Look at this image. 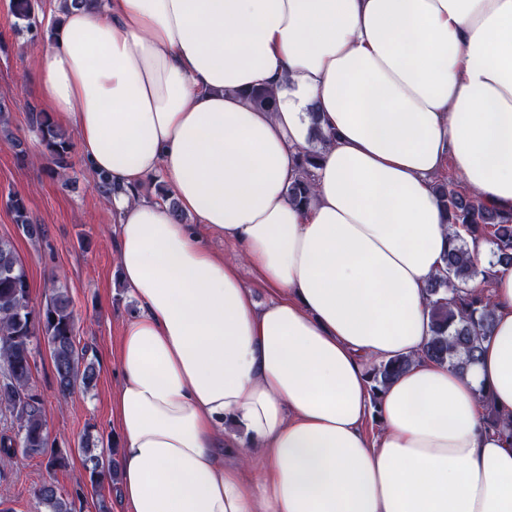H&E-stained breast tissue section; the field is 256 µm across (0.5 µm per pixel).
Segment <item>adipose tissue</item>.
I'll list each match as a JSON object with an SVG mask.
<instances>
[{"label":"adipose tissue","mask_w":512,"mask_h":512,"mask_svg":"<svg viewBox=\"0 0 512 512\" xmlns=\"http://www.w3.org/2000/svg\"><path fill=\"white\" fill-rule=\"evenodd\" d=\"M59 18L39 94L112 186L139 304L112 391L120 512H512V438L485 424L486 404L512 411V268L465 373L421 354L455 242L439 175L512 211V0H100ZM316 126L330 141L299 205ZM155 175L178 210L145 196ZM398 355L414 361L373 401L368 362ZM321 151L315 149L302 150L298 163V176L288 185V197L296 204H305L313 190L312 168L320 159ZM240 275L247 288L252 290L256 302L261 305L265 304L270 298V293L264 285L258 271L246 264H243L241 265Z\"/></svg>","instance_id":"adipose-tissue-1"}]
</instances>
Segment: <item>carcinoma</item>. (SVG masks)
Instances as JSON below:
<instances>
[{"mask_svg":"<svg viewBox=\"0 0 512 512\" xmlns=\"http://www.w3.org/2000/svg\"><path fill=\"white\" fill-rule=\"evenodd\" d=\"M37 0H11L16 32L36 26ZM27 122L37 130L42 145L51 160V172L62 175L70 168L72 145L58 129L47 112L35 105L28 106ZM321 151H301L298 176L288 185V197L296 204L308 201L312 190V168L316 167ZM436 192L448 216V224L466 234L480 237L492 244L493 261L479 268L472 261L463 237L444 256V268L426 288L431 308V336L423 347L424 355L440 364L463 373L475 362L481 342L487 338L492 322V310L485 291L470 289L476 280L489 286L494 268L512 267V212H504L482 202L469 190L447 181L436 183ZM9 207L15 224L30 238L43 235L39 224L32 222L24 198L9 197ZM48 348L53 361L57 391L67 399L81 386L92 389L98 379L96 363L87 349L76 342L74 306L64 286L49 288L43 304L31 305L28 273L14 245L0 239V408L10 412L13 430L0 436V476L17 454L47 458V477L35 491L38 504L45 512H75V499L84 496L78 487L75 495L63 493L55 480V471L66 465V456L51 448L43 417L42 402L31 381L35 352ZM413 359L401 356L368 364L366 376L372 395L373 408H378L385 388L406 371ZM488 426L498 433L512 434V413H501L488 407ZM104 437L88 430L80 442L83 467L92 488L117 480L119 463L114 444L110 454L100 451Z\"/></svg>","mask_w":512,"mask_h":512,"instance_id":"cac0c4a2","label":"carcinoma"}]
</instances>
